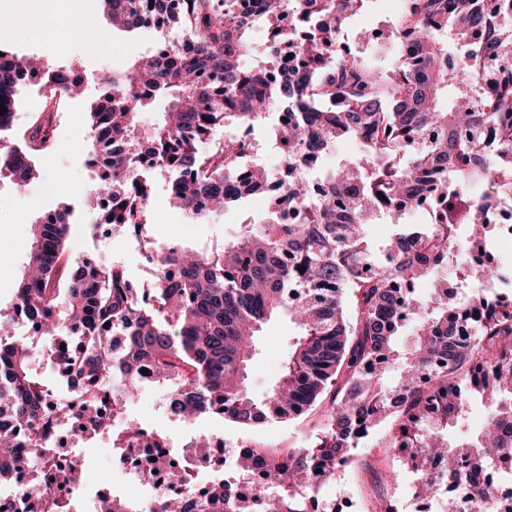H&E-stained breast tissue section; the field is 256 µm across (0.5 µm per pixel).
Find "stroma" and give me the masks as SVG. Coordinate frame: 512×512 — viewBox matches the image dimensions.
I'll list each match as a JSON object with an SVG mask.
<instances>
[{"instance_id":"35a3bbf8","label":"stroma","mask_w":512,"mask_h":512,"mask_svg":"<svg viewBox=\"0 0 512 512\" xmlns=\"http://www.w3.org/2000/svg\"><path fill=\"white\" fill-rule=\"evenodd\" d=\"M40 4L59 11L82 10L84 21L81 27L73 29L67 52H59L57 40L31 33L36 7ZM3 7L16 14L18 26L12 33L0 34V48L20 56H37L54 66L75 67L87 76L90 90L61 101L56 107L40 85L31 84L24 90L20 125H29L42 112L53 110L57 117L52 143L39 163L40 180L29 183L24 195L14 194L10 184L0 185V306L9 307L14 300L30 249V222L47 204L74 209L77 221L68 243L72 254L92 252L101 263H121L132 279L148 280V267L138 254L129 251L127 239L116 234L92 236L86 221L89 206L85 190L95 182L89 161L92 150L88 121L90 92L97 89L99 79L112 69L128 66L144 54L146 46L156 40V32L134 36L113 29L103 8L88 10L85 0H0V8ZM85 31L99 33L97 54L86 52L81 38ZM168 181L167 173L161 170L152 176L147 235L152 239L177 237L185 248L207 249L223 244L237 237L244 225L263 223L272 208L271 199L253 195L206 220H190L168 206ZM297 333L296 325L284 316L264 325L248 370V388L252 394L262 395L273 385L280 363ZM196 426L220 436L229 445L244 442L272 449L300 448L311 443L322 430L323 410L317 406L294 420H273L248 429L209 416L198 418ZM388 428L385 422L375 427L366 447L359 449L355 463L348 469L360 497L357 512H380L381 503L399 489L396 477L403 474L404 468L386 446Z\"/></svg>"}]
</instances>
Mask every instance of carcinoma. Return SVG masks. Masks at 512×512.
Here are the masks:
<instances>
[{"label": "carcinoma", "mask_w": 512, "mask_h": 512, "mask_svg": "<svg viewBox=\"0 0 512 512\" xmlns=\"http://www.w3.org/2000/svg\"><path fill=\"white\" fill-rule=\"evenodd\" d=\"M102 2L123 31L144 32L162 18L197 47L186 56L173 39L169 50L99 83L88 112L92 155H106L110 173L100 179L105 188L89 190L90 208L104 209L105 223L143 235L157 169L171 176L170 205L192 220L207 217L196 208L201 196L213 213L255 194L268 173L258 165L245 169L254 150L248 134L284 105L294 121L280 127L272 149L285 152L295 175L273 208L286 204L297 216L288 224L274 217L246 224L237 238L211 249H164L143 288L129 287L119 264H83L69 255V209L58 210L52 223L35 217L14 302L0 310V483L12 478L9 461L25 432L72 421L67 402L46 422L38 409L51 392L46 379L70 371L76 346L77 398L95 410L108 387L120 385L112 397L116 418L141 388L144 364L168 394L167 407L185 419L218 415L249 428L326 405L312 446L252 447L239 459L244 474L264 466L262 491L288 512H298L311 469L336 474L360 425L372 429L388 421L391 442L412 446L408 464L419 471L433 456L448 460V473L420 485L426 497L464 481L461 454L471 465L512 456V307L475 286L479 276L512 285V271L488 266L476 276L468 273L466 256L489 244L485 214L499 196L512 194V71L479 100L471 94L484 78L485 59L512 49V0H493L490 10L483 0H404L374 57L345 45L350 20L374 0ZM286 12L291 32L279 23ZM256 24L264 27L269 56L248 67ZM406 38L411 53L404 58ZM388 53L401 59L398 68L380 64L378 57ZM286 55L300 64H282ZM40 73L61 96L85 80L75 68H24L0 49V106L18 107L23 81ZM159 101L165 103L162 123L140 130L137 115ZM53 123V113H43L20 130L0 115V184H28L39 176L37 154L49 148ZM486 124L499 144L494 155L479 140L456 135ZM227 126L237 134L212 139L216 128ZM343 139L360 144L357 157L312 178L302 172ZM412 201L428 206L427 223L378 246L367 241L368 221L396 220ZM460 227L471 233L453 250L448 234ZM454 257L462 300L474 304L476 331L467 340L448 321L451 300L442 283L441 271ZM171 266L178 276L168 274ZM423 281L433 283L426 295L417 291ZM20 310L33 336L23 344L9 335ZM281 315L300 333L278 379L257 399L247 386V367L263 325ZM71 320L84 323L85 335L71 334ZM407 329L409 343L400 348L397 338ZM119 338L123 348L104 361L101 349ZM36 350L44 355L40 372L32 368ZM439 356L446 370L418 384ZM382 364L403 366L396 385H384L382 371H368ZM477 404L488 409L493 425L473 433L467 426ZM94 426L115 430L117 453L140 434L133 424L116 430L102 417ZM138 510L133 499H99L98 512ZM160 512H251V505L224 483L202 501L166 497Z\"/></svg>", "instance_id": "carcinoma-1"}]
</instances>
